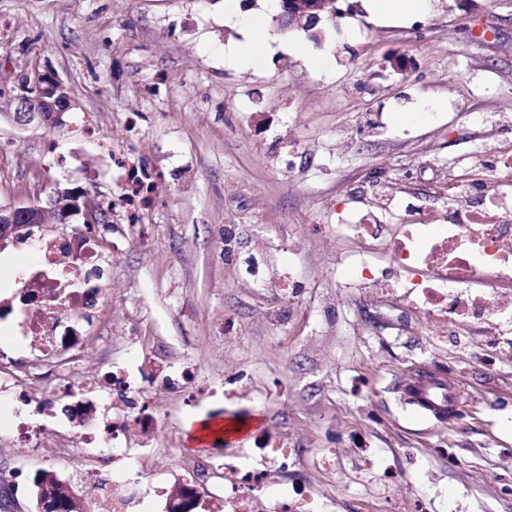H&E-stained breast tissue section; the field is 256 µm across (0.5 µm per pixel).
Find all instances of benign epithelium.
Returning a JSON list of instances; mask_svg holds the SVG:
<instances>
[{
    "instance_id": "benign-epithelium-1",
    "label": "benign epithelium",
    "mask_w": 512,
    "mask_h": 512,
    "mask_svg": "<svg viewBox=\"0 0 512 512\" xmlns=\"http://www.w3.org/2000/svg\"><path fill=\"white\" fill-rule=\"evenodd\" d=\"M339 0H279V20L288 28L300 29L316 40L320 38L322 25L334 23L343 16L336 6ZM35 90L29 95L28 90ZM20 111L17 122L29 124L37 121L50 126L63 124V115L67 113L72 102L66 88L50 74L41 75L32 86L20 85ZM53 212L61 224L76 215L82 214L85 222L93 223L101 218L95 202L76 189H57L50 201V208L39 205L0 206V249L7 247L18 238V234L27 224H43L46 213Z\"/></svg>"
}]
</instances>
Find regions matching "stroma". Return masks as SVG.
<instances>
[{"instance_id": "1", "label": "stroma", "mask_w": 512, "mask_h": 512, "mask_svg": "<svg viewBox=\"0 0 512 512\" xmlns=\"http://www.w3.org/2000/svg\"><path fill=\"white\" fill-rule=\"evenodd\" d=\"M347 4L316 42L280 26L276 0H0V204L45 207L60 187L108 207L94 232L112 341L83 345L86 379L114 366L148 383L189 360L205 390L150 404L161 453L145 464L165 480L193 452L187 420L243 418L298 461L333 449L312 478L336 512H385L388 466L410 471L400 494L425 512H512V357L485 371L482 331L434 336L346 288L362 244L336 231L377 184L439 223L449 185L482 171L477 148L512 146L494 119L512 113V0L396 17ZM242 16L267 34L255 66L231 59ZM40 74L71 96L61 127L14 118ZM131 162L155 187L135 217L116 204ZM36 259L28 241L0 250V290ZM420 375L459 392L447 419L408 402ZM11 410L0 397V470L24 476L12 494L35 512L47 464L6 453Z\"/></svg>"}]
</instances>
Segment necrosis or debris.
<instances>
[{
	"label": "necrosis or debris",
	"instance_id": "obj_1",
	"mask_svg": "<svg viewBox=\"0 0 512 512\" xmlns=\"http://www.w3.org/2000/svg\"><path fill=\"white\" fill-rule=\"evenodd\" d=\"M373 199L376 210L347 227L364 241L350 260L351 286L371 298L403 293L410 311L421 314L428 326H447L452 336L481 324L512 325V160L452 186L439 224L413 211L399 215L397 223H381L379 216L390 212L393 197L381 189ZM101 260L95 237L75 234L48 241L38 262L27 268L18 290L21 315L13 334L36 364H53L62 354L77 353L80 328L95 323L109 293L105 287L93 293L83 286L85 280L96 279ZM174 381L195 388L194 366L184 363L175 380H162L149 391L129 372L106 369L93 386L112 391V415L105 423L80 426L69 445L58 440L48 420L58 395L77 399L83 387L66 380L58 392L43 394L0 369V393L23 407L11 424L18 447L51 448L56 459L65 461L70 447L110 446L124 459V467L112 475L85 471L76 476L86 512H133L147 489L173 505L182 491L207 488L218 473L224 476V493L214 512H334L335 496L303 476L279 480L292 451L261 434L254 447L230 454L223 462L198 464L195 480L185 487L156 484V471L140 463L147 449L131 447L129 437L132 431L155 427L149 405Z\"/></svg>",
	"mask_w": 512,
	"mask_h": 512
}]
</instances>
